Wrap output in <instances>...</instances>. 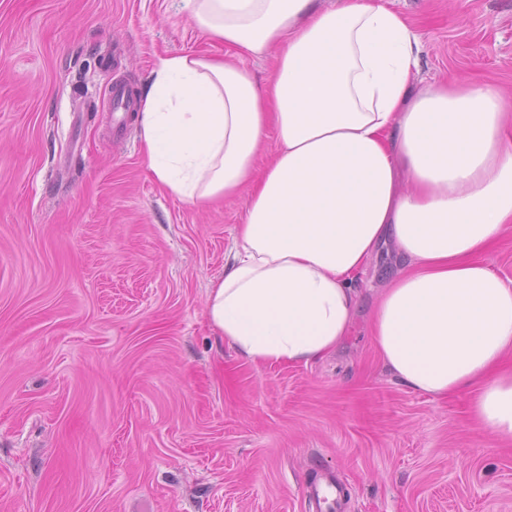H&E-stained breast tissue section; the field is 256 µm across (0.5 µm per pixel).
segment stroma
Instances as JSON below:
<instances>
[{"instance_id":"35a3bbf8","label":"stroma","mask_w":512,"mask_h":512,"mask_svg":"<svg viewBox=\"0 0 512 512\" xmlns=\"http://www.w3.org/2000/svg\"><path fill=\"white\" fill-rule=\"evenodd\" d=\"M423 46L420 79L512 91V0H388ZM223 53L171 0H0V512H512V443L469 396L418 394L383 367L370 262L344 345L300 365L215 336L207 290L245 199L165 193L135 116L159 57ZM134 108V91L124 84H114L111 90V112H133ZM309 494V498L316 502L320 511L335 512L340 508V483L330 473L311 485Z\"/></svg>"}]
</instances>
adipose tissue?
<instances>
[{
    "instance_id": "obj_1",
    "label": "adipose tissue",
    "mask_w": 512,
    "mask_h": 512,
    "mask_svg": "<svg viewBox=\"0 0 512 512\" xmlns=\"http://www.w3.org/2000/svg\"><path fill=\"white\" fill-rule=\"evenodd\" d=\"M178 2L225 53L161 58L137 129L173 197L245 198L207 293L213 333L254 362L323 357L350 333L358 274L391 247L370 320L383 364L424 395L473 391L474 419L511 438L512 279L482 257L512 231V93L415 83L420 39L384 0ZM270 54L258 81L246 62Z\"/></svg>"
}]
</instances>
